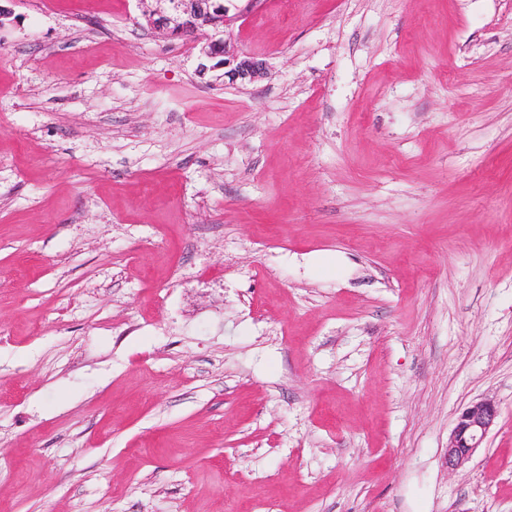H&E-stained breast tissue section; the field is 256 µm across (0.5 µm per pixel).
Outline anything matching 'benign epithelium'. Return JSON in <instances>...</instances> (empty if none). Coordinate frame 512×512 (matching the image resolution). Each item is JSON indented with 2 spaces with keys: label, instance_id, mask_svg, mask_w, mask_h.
<instances>
[{
  "label": "benign epithelium",
  "instance_id": "obj_1",
  "mask_svg": "<svg viewBox=\"0 0 512 512\" xmlns=\"http://www.w3.org/2000/svg\"><path fill=\"white\" fill-rule=\"evenodd\" d=\"M261 0H247L243 7L218 9L214 0H159L155 18L149 26L167 40H182L199 47V73L208 70L207 62L226 67L224 76L234 82L252 83L263 77L266 66L255 57L238 53L226 38V29L244 19ZM498 406L490 398H481L464 407L448 438V469L464 466L481 447L498 417Z\"/></svg>",
  "mask_w": 512,
  "mask_h": 512
}]
</instances>
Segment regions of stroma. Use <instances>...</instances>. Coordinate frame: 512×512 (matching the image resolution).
Instances as JSON below:
<instances>
[{
    "label": "stroma",
    "instance_id": "1",
    "mask_svg": "<svg viewBox=\"0 0 512 512\" xmlns=\"http://www.w3.org/2000/svg\"><path fill=\"white\" fill-rule=\"evenodd\" d=\"M10 8L0 512H512V0ZM159 4L149 22V26L167 40H182L199 46L200 58L217 62L208 67L200 62L199 73L224 65V78L234 82L252 83L263 77L266 66L262 61L247 54H239L228 40L226 29L244 19L261 0H247L244 7L233 5L235 12L230 15V7L224 0H158ZM159 17L155 20V17ZM229 68L228 70H225ZM498 413L496 402L490 398L473 401L459 412L448 438L449 470H457L470 460L494 426Z\"/></svg>",
    "mask_w": 512,
    "mask_h": 512
}]
</instances>
